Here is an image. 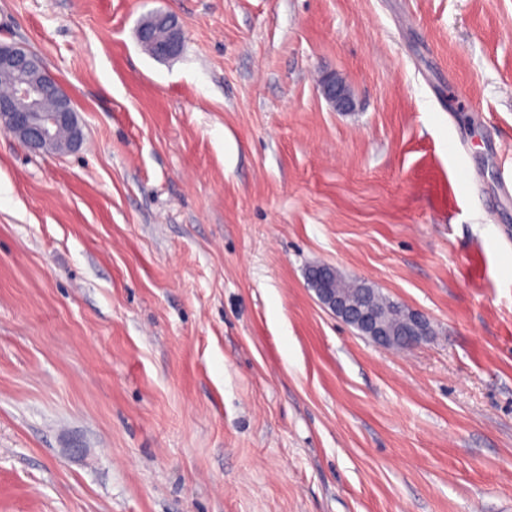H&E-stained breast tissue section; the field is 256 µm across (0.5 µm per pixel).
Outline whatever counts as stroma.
I'll return each mask as SVG.
<instances>
[{"label":"stroma","instance_id":"35a3bbf8","mask_svg":"<svg viewBox=\"0 0 512 512\" xmlns=\"http://www.w3.org/2000/svg\"><path fill=\"white\" fill-rule=\"evenodd\" d=\"M12 43L83 142L0 129V512H512V0H0ZM151 21L164 25L168 30V38L156 47L154 53L149 45H144L143 49L160 60L177 56L182 48L183 34L175 16L167 12H154ZM321 90L325 100L336 111H346L353 106L349 88L342 80L336 79V76L323 80ZM307 277L308 280L315 284L313 290L323 307L329 309L333 314L341 318L342 321L354 328L355 326L349 324L345 320V317L350 320H356L357 325L359 324L362 330L367 334L366 336L369 337L374 344L383 348L387 347L392 338V333L380 321L377 315L358 305L347 302L342 296L336 295V291L341 294L355 295L359 292L360 288L371 287L344 280L338 273L333 282V288H330L327 283H324L325 273L323 272L308 271ZM368 304L377 309L389 324L398 325L403 318L405 310L397 308L391 303V299L377 290L369 296ZM407 310V319L401 329L404 336H414V341L409 345H417L422 342L425 336H430L431 329L424 315L414 310Z\"/></svg>","mask_w":512,"mask_h":512}]
</instances>
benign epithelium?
I'll list each match as a JSON object with an SVG mask.
<instances>
[{
  "mask_svg": "<svg viewBox=\"0 0 512 512\" xmlns=\"http://www.w3.org/2000/svg\"><path fill=\"white\" fill-rule=\"evenodd\" d=\"M152 20L168 30V38L156 47L154 58L163 60L177 56L182 48L183 34L175 16L167 12H155ZM0 69L14 71L19 75L13 92L8 96H0L1 129L16 136L34 153L57 151V132L64 126L71 130L72 144L80 143L82 132L75 125L74 113L69 111L65 98H60L53 112L42 109L43 99L48 93L59 89V82L37 55L20 44H1ZM321 90L325 100L334 109L346 111L353 106L349 88L336 77L330 76L323 80ZM307 277L314 283V292L323 307L341 319L346 317L357 321L374 344L387 347L392 333L377 315L337 295L336 289L324 283L325 273L310 271ZM401 334L414 337L413 344L417 345L431 334V329L424 315L409 310Z\"/></svg>",
  "mask_w": 512,
  "mask_h": 512,
  "instance_id": "benign-epithelium-1",
  "label": "benign epithelium"
}]
</instances>
